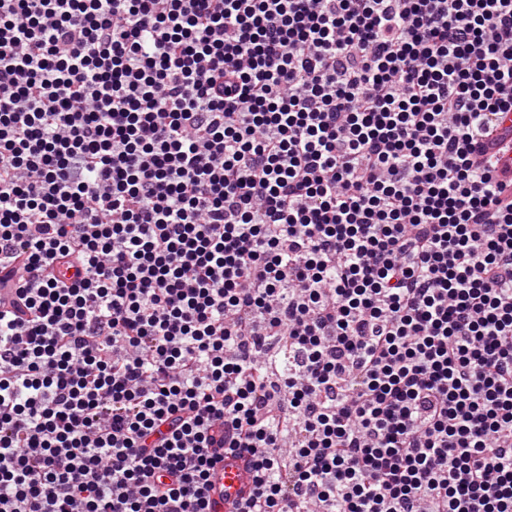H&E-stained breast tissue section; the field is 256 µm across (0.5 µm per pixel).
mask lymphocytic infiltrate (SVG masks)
Segmentation results:
<instances>
[{
	"label": "lymphocytic infiltrate",
	"instance_id": "lymphocytic-infiltrate-1",
	"mask_svg": "<svg viewBox=\"0 0 512 512\" xmlns=\"http://www.w3.org/2000/svg\"><path fill=\"white\" fill-rule=\"evenodd\" d=\"M504 112L512 0H0V512H210L217 444L512 512Z\"/></svg>",
	"mask_w": 512,
	"mask_h": 512
}]
</instances>
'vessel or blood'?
<instances>
[{
	"label": "vessel or blood",
	"mask_w": 512,
	"mask_h": 512,
	"mask_svg": "<svg viewBox=\"0 0 512 512\" xmlns=\"http://www.w3.org/2000/svg\"><path fill=\"white\" fill-rule=\"evenodd\" d=\"M207 496L211 512H237V507L253 491V467L250 454L227 453L215 449Z\"/></svg>",
	"instance_id": "1"
}]
</instances>
